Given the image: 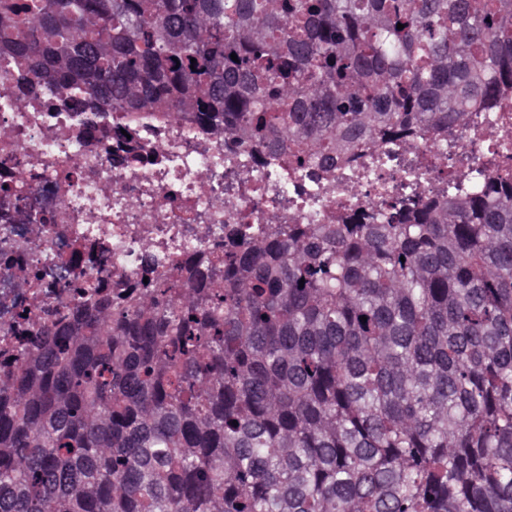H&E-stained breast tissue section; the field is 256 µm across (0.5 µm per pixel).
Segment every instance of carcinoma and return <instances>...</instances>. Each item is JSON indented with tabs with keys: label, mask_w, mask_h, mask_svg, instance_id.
<instances>
[{
	"label": "carcinoma",
	"mask_w": 512,
	"mask_h": 512,
	"mask_svg": "<svg viewBox=\"0 0 512 512\" xmlns=\"http://www.w3.org/2000/svg\"><path fill=\"white\" fill-rule=\"evenodd\" d=\"M0 60L126 130L335 166L512 92V0H0ZM418 181L134 288L58 264L77 305L4 347L0 512H512V181Z\"/></svg>",
	"instance_id": "1"
}]
</instances>
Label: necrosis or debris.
I'll list each match as a JSON object with an SVG mask.
<instances>
[{"label":"necrosis or debris","mask_w":512,"mask_h":512,"mask_svg":"<svg viewBox=\"0 0 512 512\" xmlns=\"http://www.w3.org/2000/svg\"><path fill=\"white\" fill-rule=\"evenodd\" d=\"M492 118L470 112L440 132L378 141L386 166L349 179L341 167L288 171L175 119L105 138L102 130L120 126L119 115L80 128V113L17 94L0 68V169L34 180L33 194L17 199L12 223L0 225V343L35 296L46 312L74 302L67 288L34 291L15 277L14 261L40 269L50 282L63 259L72 272L103 270L128 286L146 271L162 273L211 250L228 224H333L352 214L376 222L416 160L426 163L421 192L428 199L453 175L472 188L512 174V144L471 134ZM32 208L48 213L50 223H26Z\"/></svg>","instance_id":"necrosis-or-debris-1"}]
</instances>
